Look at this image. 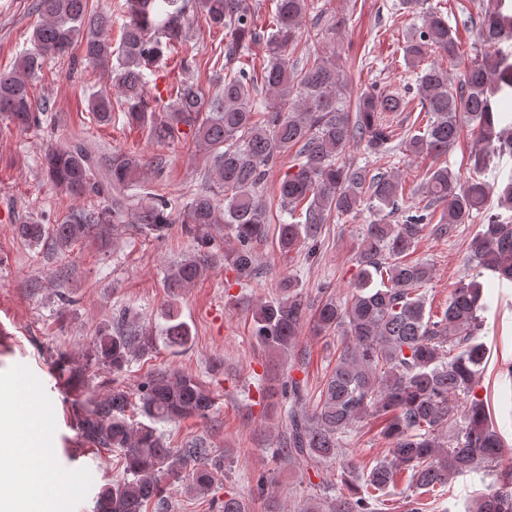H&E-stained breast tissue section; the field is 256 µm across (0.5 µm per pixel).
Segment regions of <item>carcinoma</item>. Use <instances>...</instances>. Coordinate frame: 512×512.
Masks as SVG:
<instances>
[{"label":"carcinoma","instance_id":"cac0c4a2","mask_svg":"<svg viewBox=\"0 0 512 512\" xmlns=\"http://www.w3.org/2000/svg\"><path fill=\"white\" fill-rule=\"evenodd\" d=\"M275 2L260 74L226 65L223 83L210 93L194 78L195 62L184 58V78L163 93L149 91L150 77L173 58L198 16L224 31L228 63L260 39L247 0H124L116 48L110 38L112 14L96 10L92 0H35L40 23L33 29L32 47L20 53L10 72H0L5 128L37 129L47 121L49 108L34 98L31 82L78 46L92 67L111 73L127 123L148 128L160 143L179 139L184 127L193 133L209 155L221 195L200 192L176 206L155 190H140L147 167L142 156L114 152L104 159L88 144L72 142L45 149L41 166L60 191L76 199L96 196L103 204L76 210L57 224H18L17 234L33 245L49 240L60 249L91 236L105 239L123 223L130 198L136 204L128 224L137 234L161 239L178 224L200 250L170 270L167 287L189 288L204 277L214 247L211 230L220 224L230 226L237 241L224 253V263L246 285L257 276L252 243L270 231L261 194L266 171L289 157L278 183L280 214L289 217L277 227L280 251L289 254L315 240L334 217L354 218L365 209L377 215L359 240L354 291L346 302L327 297L313 309L290 277L253 313L254 334L271 349L292 350L309 319L320 336L341 332V348L319 395H310L300 380L288 381V434L275 455L302 464L338 461L342 480L351 486L346 494H318L304 512H379V494L400 471L407 473L410 488L424 493L447 485L451 477L483 473L493 477L485 490L462 502L448 495L444 512H512V460L504 456L493 408L474 394L487 363L477 334L482 313L494 303L481 278L490 272L512 282V178L500 188L495 212L490 206L494 186L484 179L494 160L512 157V112L496 111L492 102L499 95L512 103V54L500 49L512 40V12L505 11L506 0H482L474 13L462 7L484 50L469 60L454 85L446 68L422 63L430 53L453 65L464 59L459 29L448 23L440 3L426 8L425 0H400L403 12L422 15V26L407 34L401 50L415 74L427 120L404 136V145L427 162L422 189L429 203L405 209L391 222L405 196L402 182L379 167L373 171L346 159V152L362 146L370 155L387 158L398 138L388 114L404 111L405 96L368 91L354 98L351 80L335 60L292 62L306 16L328 12L332 0L322 6L317 0ZM261 86L271 93L265 104L258 98ZM89 108L102 125L116 120L107 92L93 94ZM465 125L476 130L479 148L466 160L469 178L462 183L439 158L456 144ZM475 213L483 215V224L463 257L470 279L459 281L441 314H428L425 287L431 268L412 255L425 233L451 235ZM162 317L166 343L186 345L191 328L180 320L177 307L168 304ZM153 349L154 338L120 313L99 328L89 366L117 374ZM57 365L68 383L84 381L85 370L73 368L68 354H58ZM137 396L132 402L116 386L100 397L76 400L81 438L115 453L123 469L120 482L100 488L96 512H145L149 505L154 512H171L163 489L167 481L189 471L193 489L204 494L224 466L200 442L167 447L164 433L155 427L206 417L214 399L197 378L156 371L138 385ZM133 404L148 422L128 416ZM368 416L385 418L380 435L389 448L386 457L363 468L343 453L342 444Z\"/></svg>","mask_w":512,"mask_h":512}]
</instances>
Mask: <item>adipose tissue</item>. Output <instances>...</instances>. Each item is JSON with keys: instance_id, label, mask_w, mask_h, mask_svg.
<instances>
[{"instance_id": "1", "label": "adipose tissue", "mask_w": 512, "mask_h": 512, "mask_svg": "<svg viewBox=\"0 0 512 512\" xmlns=\"http://www.w3.org/2000/svg\"><path fill=\"white\" fill-rule=\"evenodd\" d=\"M10 413L20 424L7 431L0 429V447L20 449L24 467L36 476L39 490L23 501L0 499V512H63L74 487L62 482L59 471L49 462L50 451L43 441L48 412L33 396L24 394L12 400ZM44 487L52 489L51 497H42Z\"/></svg>"}]
</instances>
